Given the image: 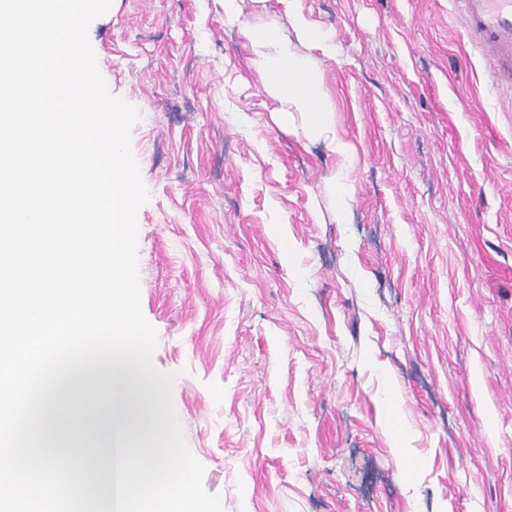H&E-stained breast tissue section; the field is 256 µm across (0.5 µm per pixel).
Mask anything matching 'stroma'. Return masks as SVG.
Listing matches in <instances>:
<instances>
[{
  "instance_id": "stroma-1",
  "label": "stroma",
  "mask_w": 512,
  "mask_h": 512,
  "mask_svg": "<svg viewBox=\"0 0 512 512\" xmlns=\"http://www.w3.org/2000/svg\"><path fill=\"white\" fill-rule=\"evenodd\" d=\"M300 6L346 159L276 121L224 0L88 28L138 112L141 305L203 486L222 512H512V107L449 0Z\"/></svg>"
}]
</instances>
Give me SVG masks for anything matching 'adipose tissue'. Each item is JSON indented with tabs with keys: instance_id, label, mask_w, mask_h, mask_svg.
<instances>
[{
	"instance_id": "obj_1",
	"label": "adipose tissue",
	"mask_w": 512,
	"mask_h": 512,
	"mask_svg": "<svg viewBox=\"0 0 512 512\" xmlns=\"http://www.w3.org/2000/svg\"><path fill=\"white\" fill-rule=\"evenodd\" d=\"M246 36L251 48L249 65L266 77L268 92L305 113L313 133L329 138L333 151L349 155L350 145L331 135L321 82L308 60L292 47V41L273 28L250 29Z\"/></svg>"
}]
</instances>
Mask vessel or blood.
<instances>
[{
    "instance_id": "b4317fda",
    "label": "vessel or blood",
    "mask_w": 512,
    "mask_h": 512,
    "mask_svg": "<svg viewBox=\"0 0 512 512\" xmlns=\"http://www.w3.org/2000/svg\"><path fill=\"white\" fill-rule=\"evenodd\" d=\"M465 35L487 61L492 92L512 104V0H452Z\"/></svg>"
}]
</instances>
